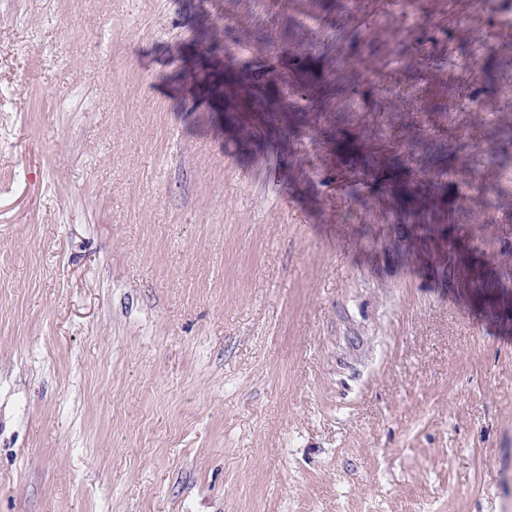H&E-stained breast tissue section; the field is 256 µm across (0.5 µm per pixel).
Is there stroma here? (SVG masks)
<instances>
[{
  "label": "stroma",
  "instance_id": "obj_1",
  "mask_svg": "<svg viewBox=\"0 0 512 512\" xmlns=\"http://www.w3.org/2000/svg\"><path fill=\"white\" fill-rule=\"evenodd\" d=\"M418 2L0 0V512H512V28ZM255 84L254 78L239 80L235 72L229 71L226 76L224 75V101H227L237 112H269L266 108L268 97L263 98L265 110L260 108Z\"/></svg>",
  "mask_w": 512,
  "mask_h": 512
}]
</instances>
